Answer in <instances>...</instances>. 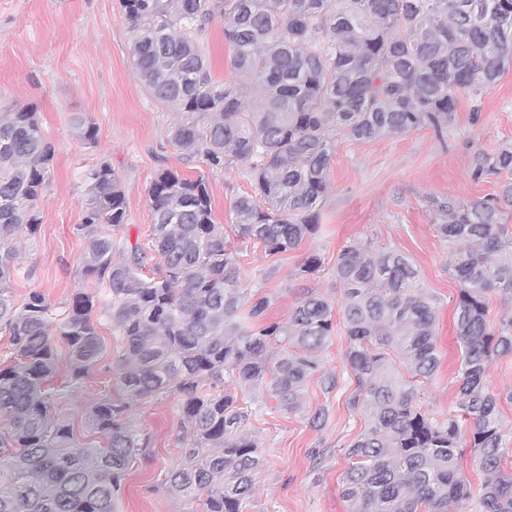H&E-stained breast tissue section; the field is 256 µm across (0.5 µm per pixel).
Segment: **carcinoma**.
<instances>
[{
    "label": "carcinoma",
    "instance_id": "obj_1",
    "mask_svg": "<svg viewBox=\"0 0 512 512\" xmlns=\"http://www.w3.org/2000/svg\"><path fill=\"white\" fill-rule=\"evenodd\" d=\"M130 58L154 102L181 114L171 144L213 172L247 164L252 193L232 205L239 236L270 254L318 229L336 136L401 137L455 121L457 92L497 83L512 65V0H120ZM223 26L235 77H212L204 35ZM78 137L96 132L73 118ZM55 147L34 106L0 112V333L16 360L0 365V512H117L124 476L144 451L126 412L174 395L182 406L181 463L166 491L206 495L204 512H243L263 459L245 434L240 389L262 388L289 414L319 371L336 318L347 329L345 360L355 379L347 405L371 425L349 448L342 484L353 512H448L471 498L464 448L484 474L480 512H512V436L504 434L488 370L512 356V318L493 325L489 294L512 298V146L479 155L476 179L498 178L492 199L433 201L458 283L455 326L462 350V418L438 423L417 403L418 385L439 365L435 311L420 272L397 250L346 246L336 263L340 301L308 292L284 323H264L268 301H249L238 252L213 220L207 180L163 169L149 190L151 242L159 261L102 231L124 224L126 197L112 165L83 174L82 290L55 312L46 296L16 298L15 243L37 236L38 200ZM121 337L112 372L124 398L105 396L88 422L102 446L79 441L52 420L49 384L66 368L71 385L90 378L102 345L94 311ZM67 347L66 364L58 346ZM397 351L411 379L388 374Z\"/></svg>",
    "mask_w": 512,
    "mask_h": 512
}]
</instances>
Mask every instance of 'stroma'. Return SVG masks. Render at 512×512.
Segmentation results:
<instances>
[{"instance_id": "35a3bbf8", "label": "stroma", "mask_w": 512, "mask_h": 512, "mask_svg": "<svg viewBox=\"0 0 512 512\" xmlns=\"http://www.w3.org/2000/svg\"><path fill=\"white\" fill-rule=\"evenodd\" d=\"M129 41L130 25L119 0H0V106H35L42 132L55 147L52 179L38 202L41 229L36 239L23 237L18 243L22 273L12 284L17 298L36 290L56 305L78 290H91V283L77 274L83 240L76 226L85 194L81 173L103 160L111 163L125 192L122 235L129 243L152 246L148 190L164 168L205 176L215 222L223 225L225 235L234 233L232 203L250 189L244 165L211 173L201 161L183 158L167 138L179 115L146 94L131 64ZM77 115L92 120L95 143L76 136L72 120ZM506 145H512V70L481 96L459 93L455 121L444 137L429 129L368 142L337 136L318 232L275 255L243 246L245 286L254 297L269 299L267 320L283 322L303 293L340 298L343 288L335 268L345 246L406 254L418 266L420 284L436 311L440 366L423 389L422 410L437 421L456 415L458 285L431 202L492 196L497 190L493 178L474 179L473 163L477 155ZM313 255L321 260L318 271L300 275V266ZM97 330L102 355L91 378L69 389L65 375H58L54 385L60 393L51 405L53 420L70 425L80 441L92 445L99 437L88 427L89 406L104 395H123L110 370L123 344L105 317H98ZM348 345L343 322L335 321L320 365L337 374L339 385L326 394L318 378H311L301 414L280 410L265 390L240 393L251 410L247 432L264 460L245 512H352L342 495L349 464L345 450L369 427L370 418L346 405L355 387L345 364ZM488 381L498 397V419L512 434V357L496 360ZM323 406L328 409L325 424L311 426L308 413ZM128 415L147 448L127 472L118 512H203L201 499L176 498L162 488L180 462L183 429L177 397L142 401Z\"/></svg>"}]
</instances>
